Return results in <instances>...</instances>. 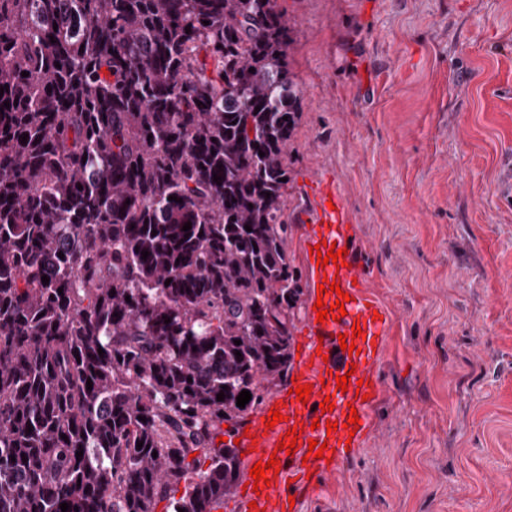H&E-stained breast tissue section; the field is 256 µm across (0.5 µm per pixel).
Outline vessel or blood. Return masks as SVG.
Returning <instances> with one entry per match:
<instances>
[{
    "instance_id": "vessel-or-blood-1",
    "label": "vessel or blood",
    "mask_w": 512,
    "mask_h": 512,
    "mask_svg": "<svg viewBox=\"0 0 512 512\" xmlns=\"http://www.w3.org/2000/svg\"><path fill=\"white\" fill-rule=\"evenodd\" d=\"M304 221L310 226L304 239L305 247L326 241L347 252V265L340 269L332 265L318 267L316 255H308L315 284L326 280L335 282L340 286L339 292L348 293L350 300L345 305L346 314L340 320L330 319L321 324L311 320L300 333V361L291 384L295 387L311 386L308 403L297 401L295 395L283 394L279 410L285 417L284 422L271 429L264 423H256L250 437L240 440L242 448L250 452V463L254 464L269 461L288 429L300 431L294 452L288 458L287 471L279 472L270 484L243 492V499L256 502L259 512H289L290 497L299 498L310 493L312 473L338 469L360 447L369 431L368 404L363 401V394L375 398L380 392L375 365L387 332L389 315L387 309L362 285L363 266L357 254L349 249L355 219L345 207L334 180L325 177L313 182L311 209ZM356 324L360 325L363 335L355 340L357 354L351 355L342 351L338 337L351 333ZM350 371L362 379L361 389L345 392L337 389V376ZM326 400L334 405L333 410L327 413L320 409L321 402ZM353 412L358 414L360 425L357 432L351 434L344 430L343 425ZM322 416L336 422L337 430L330 432L323 426L313 427V420ZM313 440L325 445L323 458L309 456L308 446Z\"/></svg>"
}]
</instances>
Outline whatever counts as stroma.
Wrapping results in <instances>:
<instances>
[{"label":"stroma","mask_w":512,"mask_h":512,"mask_svg":"<svg viewBox=\"0 0 512 512\" xmlns=\"http://www.w3.org/2000/svg\"><path fill=\"white\" fill-rule=\"evenodd\" d=\"M302 112L288 259L332 178L391 315L362 446L297 512H512V0H275Z\"/></svg>","instance_id":"1"}]
</instances>
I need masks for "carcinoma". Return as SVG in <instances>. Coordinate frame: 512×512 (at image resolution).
Segmentation results:
<instances>
[{"instance_id":"cac0c4a2","label":"carcinoma","mask_w":512,"mask_h":512,"mask_svg":"<svg viewBox=\"0 0 512 512\" xmlns=\"http://www.w3.org/2000/svg\"><path fill=\"white\" fill-rule=\"evenodd\" d=\"M288 41L275 0H0V512L234 494L214 440L287 376L302 294Z\"/></svg>"}]
</instances>
